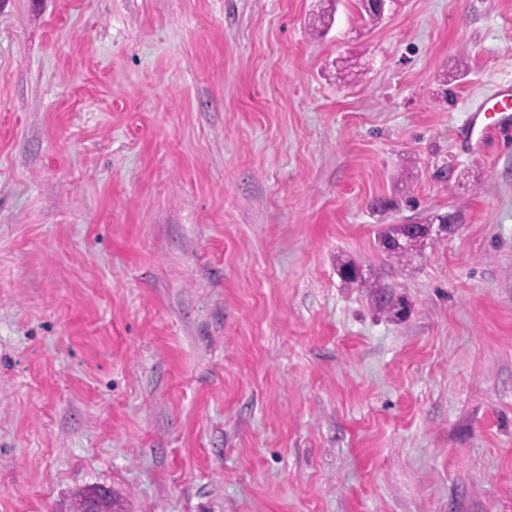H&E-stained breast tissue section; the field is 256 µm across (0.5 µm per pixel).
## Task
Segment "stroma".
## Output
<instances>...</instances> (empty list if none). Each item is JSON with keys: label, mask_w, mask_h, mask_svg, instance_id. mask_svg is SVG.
<instances>
[{"label": "stroma", "mask_w": 512, "mask_h": 512, "mask_svg": "<svg viewBox=\"0 0 512 512\" xmlns=\"http://www.w3.org/2000/svg\"><path fill=\"white\" fill-rule=\"evenodd\" d=\"M321 8L0 0V512H512V0ZM495 102L489 105L484 112H490L493 119L490 123H486L481 130V140L487 142L498 136L501 131L509 127V111L512 112V91L503 90L494 98ZM496 116H500L497 117ZM425 228L417 225L413 231L407 224H387L377 232V242L379 249L386 254V257L395 260H402L421 253L424 249L425 241L423 239ZM395 237L407 238V245L404 249H393L388 245Z\"/></svg>", "instance_id": "1"}]
</instances>
